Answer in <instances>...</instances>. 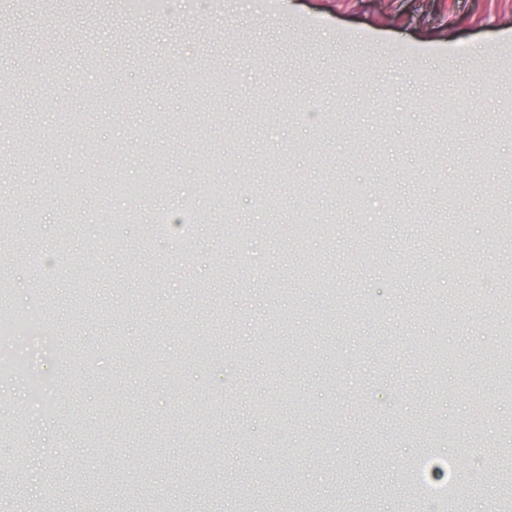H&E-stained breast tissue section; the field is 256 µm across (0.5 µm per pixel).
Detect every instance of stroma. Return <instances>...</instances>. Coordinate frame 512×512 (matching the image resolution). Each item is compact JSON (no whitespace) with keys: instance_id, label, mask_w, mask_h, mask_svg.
I'll return each mask as SVG.
<instances>
[{"instance_id":"1","label":"stroma","mask_w":512,"mask_h":512,"mask_svg":"<svg viewBox=\"0 0 512 512\" xmlns=\"http://www.w3.org/2000/svg\"><path fill=\"white\" fill-rule=\"evenodd\" d=\"M111 2L55 0L41 14L0 0L25 47L0 48L20 97L0 118V194H27L0 239V287L10 312L42 307L62 336L17 340L32 367L70 375L48 415L26 379H0V422L28 421L21 474L0 472V512H422L405 480L430 449L458 461L432 475L455 487L454 512L512 497L498 460L512 447V402L498 396L512 373L486 364L468 376L426 351L442 335L477 358L512 324V239L489 230L512 215V0H131L124 14ZM194 26L213 32L208 47ZM119 27L142 41L114 44ZM204 49L216 68L203 82H147L145 58L162 69ZM460 91L470 102L450 135L437 116ZM66 112L85 115L76 134ZM256 112L271 125L254 128ZM478 151L483 179L436 208L442 183L471 179ZM283 156L266 205L234 191L239 166L265 180ZM115 178L148 183L121 201L117 230L102 195ZM62 182L71 204L53 189ZM345 182L370 187L362 212L336 193ZM423 204L422 222H391ZM187 207L213 213L194 241L147 240L156 211ZM228 207L245 248L224 232ZM305 207L333 222L332 239L298 233ZM38 252L57 272L31 263ZM90 262L102 271L92 288ZM314 265L322 278L308 276ZM469 289L477 299L459 308ZM288 304L294 318L276 322ZM201 341L211 362L176 380L171 366ZM291 380L306 412L281 395ZM445 420L456 433L441 442Z\"/></svg>"}]
</instances>
